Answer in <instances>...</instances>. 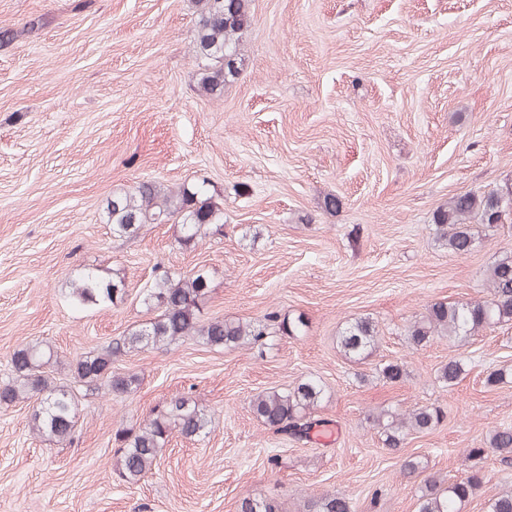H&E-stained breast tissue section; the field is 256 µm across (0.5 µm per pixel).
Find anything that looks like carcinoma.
I'll return each mask as SVG.
<instances>
[{
	"mask_svg": "<svg viewBox=\"0 0 512 512\" xmlns=\"http://www.w3.org/2000/svg\"><path fill=\"white\" fill-rule=\"evenodd\" d=\"M251 2L198 0L191 44L199 91L219 97L227 85L238 79L244 62L243 37L253 20ZM510 213L511 184L455 195L436 209L429 235L437 248L464 257L476 247L474 225L495 228ZM106 215L112 236L125 240L137 238L148 224L176 223L180 226L177 243L186 250L218 232L224 224V209L213 200L206 179L177 189L156 181H141L133 189L113 195L107 201ZM485 281L488 295L483 298L428 306L425 313L406 325V342L416 348L436 338L461 343L487 328L512 322V248L503 251L488 269ZM211 284L212 274L203 268L185 273L165 270L156 275L142 296V303L153 318L77 357L69 385L46 374L45 366L55 354L49 344L36 341L18 347L11 356L12 376L0 381V407L22 402L29 405L31 432L45 441L64 443L72 438L80 419V400L74 386L84 388L87 395L104 389L114 399H123L139 387L137 374L114 369L120 358L135 351L177 345L188 338L220 349L262 342L269 335V322L277 319L274 314L253 321L222 317L201 321L200 304L209 295ZM126 296L124 278H107L94 267L82 269L64 292L71 306L82 309L116 306ZM305 327L301 316L278 323V329L296 337L304 334ZM378 342L377 326L366 317L348 323L337 336L338 347L359 359L371 354ZM466 366L462 356L448 360L437 370L439 384L446 388L455 385ZM377 374L396 382L406 375V369L402 363L386 362L379 366ZM326 394V385L309 376L292 386L258 394L250 400V408L276 432L292 441L307 443L314 429L328 424L314 415ZM441 419L440 409L428 405L409 411L384 409L372 415L383 444L392 450L406 444L409 435L432 430ZM211 423L209 409L197 398L184 395L171 399L139 429L116 431L115 438L121 442L116 463L119 473L128 484L139 483L157 465L174 437L204 436ZM489 451L504 461L512 458V427L494 429L486 439V447L469 449L468 457H481ZM482 484L483 475L478 470L455 480L429 475L419 487L416 512H462ZM239 512H281V505L272 498L247 495L241 499ZM307 512H354V503L345 493H323L307 500ZM485 512H512V492L488 499Z\"/></svg>",
	"mask_w": 512,
	"mask_h": 512,
	"instance_id": "carcinoma-1",
	"label": "carcinoma"
}]
</instances>
